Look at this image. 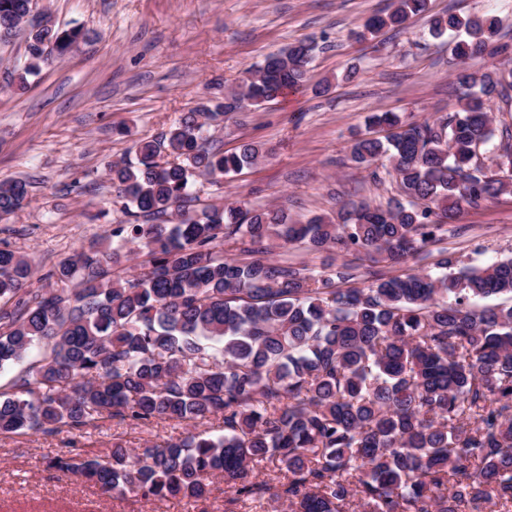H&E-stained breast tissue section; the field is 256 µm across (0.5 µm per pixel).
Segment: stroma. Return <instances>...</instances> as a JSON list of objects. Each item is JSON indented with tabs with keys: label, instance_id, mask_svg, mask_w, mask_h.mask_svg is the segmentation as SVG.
<instances>
[{
	"label": "stroma",
	"instance_id": "1",
	"mask_svg": "<svg viewBox=\"0 0 512 512\" xmlns=\"http://www.w3.org/2000/svg\"><path fill=\"white\" fill-rule=\"evenodd\" d=\"M389 0H34L35 14L86 36L72 53L23 76L26 31L0 39V181L23 179L29 201L0 221V247L34 268L30 289L92 243L107 246L124 216L110 169L139 140L160 138L199 103L235 88L247 69L298 40L322 45L309 85L259 107L218 117L212 146L262 144L265 159L231 178L197 179L201 202L279 208L298 221L335 216L342 202L386 204L391 178L355 164L350 137L374 112L434 120L459 105L447 38L430 18L497 15L512 42V0H429L428 14L373 40L352 31ZM356 78L345 79L349 68ZM327 92L316 93L323 80ZM443 244L481 265L512 254V194L466 210ZM187 423L157 419L135 428L114 421L87 428L0 436V512H224V482L207 499L145 502L103 493L49 469L62 452H104L120 437L133 448L177 440Z\"/></svg>",
	"mask_w": 512,
	"mask_h": 512
}]
</instances>
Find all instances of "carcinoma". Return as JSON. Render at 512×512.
I'll return each instance as SVG.
<instances>
[{
  "mask_svg": "<svg viewBox=\"0 0 512 512\" xmlns=\"http://www.w3.org/2000/svg\"><path fill=\"white\" fill-rule=\"evenodd\" d=\"M427 3L391 0L364 29L400 28ZM32 8L0 0V37L28 25L29 74L84 37L31 18ZM431 29L452 32L462 104L433 123L374 112L368 126L391 136L351 141L356 164L388 160L371 172L395 178L387 205L345 203L336 218L305 224L275 208H193L196 179L267 155L253 142L210 152L207 121L300 90L323 50L303 40L268 54L214 106L139 143L137 162L112 165L129 220L112 228V253L81 251L44 275L64 287L27 288L28 260L0 248V371L45 346L13 392L0 393V434L81 435L100 421L157 418L195 427L220 416L221 435L195 430L141 448L119 439L104 454L62 453L48 466L146 501L202 500L220 477L224 512L265 496L270 485L254 472L267 463L288 512H512V257L475 267L431 250L464 207L508 187L486 153L494 101L512 103V70L478 75L464 64L504 57L509 44L495 17H437ZM28 197L26 181H0V220ZM130 244L144 259L136 273H117L112 258ZM295 244L392 267L431 258L439 273L373 271L358 287L350 260L316 272L269 258ZM489 297L507 303L474 306Z\"/></svg>",
  "mask_w": 512,
  "mask_h": 512,
  "instance_id": "cac0c4a2",
  "label": "carcinoma"
}]
</instances>
